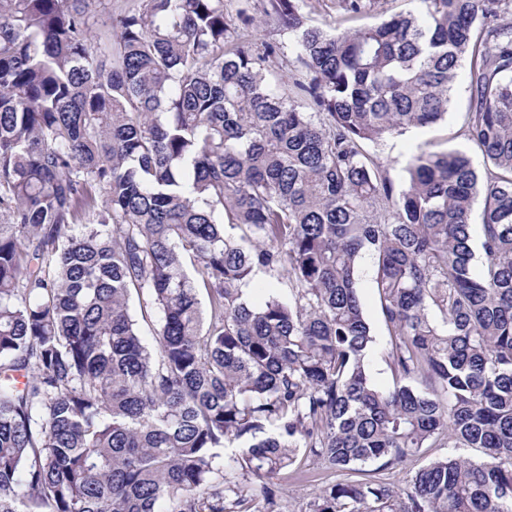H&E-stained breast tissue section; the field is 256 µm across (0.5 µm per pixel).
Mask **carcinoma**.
Instances as JSON below:
<instances>
[{"label": "carcinoma", "mask_w": 512, "mask_h": 512, "mask_svg": "<svg viewBox=\"0 0 512 512\" xmlns=\"http://www.w3.org/2000/svg\"><path fill=\"white\" fill-rule=\"evenodd\" d=\"M411 2L329 34L265 0L310 75L291 96L224 0H0V512H276L249 481L302 455L386 470L445 445L484 461L306 512H512V0ZM465 64L484 168L422 151L396 188L365 146L443 120ZM260 273L288 299L250 298ZM358 292L371 324L376 341L372 355L369 357V368L374 382L380 387H389L393 384V377L388 366V351L390 339L385 335L382 325V314L377 299L376 288L373 282L371 260L368 255H363L358 267Z\"/></svg>", "instance_id": "1"}]
</instances>
